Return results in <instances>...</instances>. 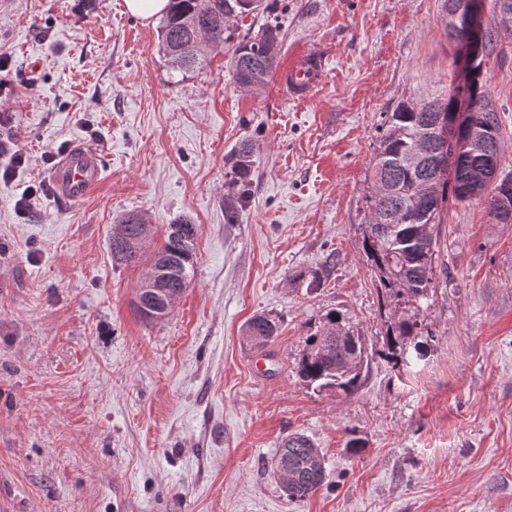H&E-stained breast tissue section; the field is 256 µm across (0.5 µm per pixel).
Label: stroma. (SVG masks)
<instances>
[{"label":"stroma","mask_w":512,"mask_h":512,"mask_svg":"<svg viewBox=\"0 0 512 512\" xmlns=\"http://www.w3.org/2000/svg\"><path fill=\"white\" fill-rule=\"evenodd\" d=\"M236 38L282 26L280 67L299 51L326 61L309 100L278 78L257 92L230 75L231 44L171 75L158 26L124 0H9L0 10L6 133L29 153L0 186V512H512V223L480 201L440 226L426 360L396 367L362 250L369 163L386 112L447 87L458 44L443 0H264ZM483 79L512 171V15L495 16ZM80 140L104 156L83 202L53 199L48 176ZM253 148L237 221L225 184ZM38 191L27 212L14 203ZM198 226L194 272L165 318L133 301L140 268L115 265L113 224ZM335 257L326 267L327 257ZM321 271L315 290L297 273ZM343 311L369 365L345 394L300 382L308 323ZM278 320L264 351L255 316ZM300 432L329 480L288 501L275 452ZM362 440L351 454L350 438Z\"/></svg>","instance_id":"35a3bbf8"}]
</instances>
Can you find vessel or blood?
I'll list each match as a JSON object with an SVG mask.
<instances>
[{
	"mask_svg": "<svg viewBox=\"0 0 512 512\" xmlns=\"http://www.w3.org/2000/svg\"><path fill=\"white\" fill-rule=\"evenodd\" d=\"M325 76L324 63L317 52L299 54L281 75V83L290 98H309ZM103 167L99 153L76 142L64 149L49 173L54 199L79 202L87 198L100 183Z\"/></svg>",
	"mask_w": 512,
	"mask_h": 512,
	"instance_id": "b4317fda",
	"label": "vessel or blood"
}]
</instances>
